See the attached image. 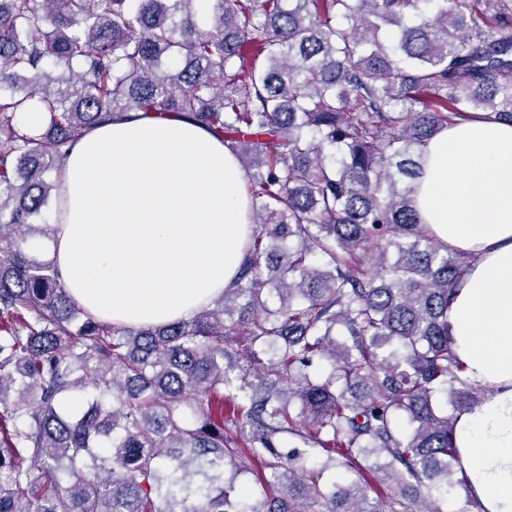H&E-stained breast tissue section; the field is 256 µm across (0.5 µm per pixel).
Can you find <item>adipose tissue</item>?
Masks as SVG:
<instances>
[{
    "label": "adipose tissue",
    "instance_id": "ef3b65f1",
    "mask_svg": "<svg viewBox=\"0 0 512 512\" xmlns=\"http://www.w3.org/2000/svg\"><path fill=\"white\" fill-rule=\"evenodd\" d=\"M245 173L222 140L177 114L127 112L70 149L50 257L103 322L192 317L233 286L253 231ZM420 221L471 256L448 323L464 376L485 388L461 414L462 477L484 512H512V124L457 120L425 150Z\"/></svg>",
    "mask_w": 512,
    "mask_h": 512
}]
</instances>
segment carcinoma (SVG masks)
Listing matches in <instances>:
<instances>
[{
	"label": "carcinoma",
	"mask_w": 512,
	"mask_h": 512,
	"mask_svg": "<svg viewBox=\"0 0 512 512\" xmlns=\"http://www.w3.org/2000/svg\"><path fill=\"white\" fill-rule=\"evenodd\" d=\"M195 3L0 0V512H379L356 482L323 490L330 451L376 458L389 512L409 494L445 512L454 425L484 389L448 325L469 259L426 233L416 183L454 118L512 123V36L493 35L512 0H210L205 24ZM131 111L222 139L254 224L235 287L162 326L95 320L27 250L66 151ZM227 461L270 470L271 497L238 499Z\"/></svg>",
	"instance_id": "carcinoma-1"
}]
</instances>
